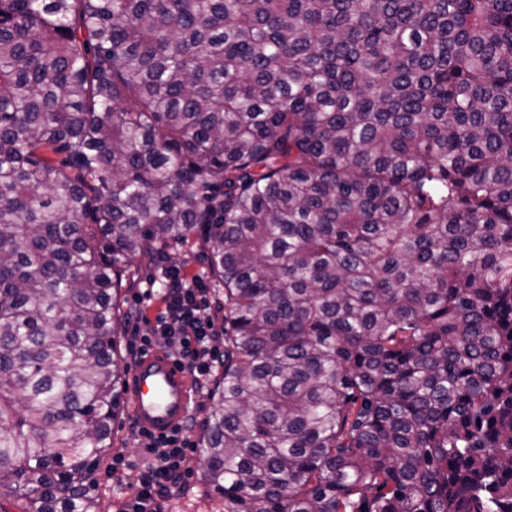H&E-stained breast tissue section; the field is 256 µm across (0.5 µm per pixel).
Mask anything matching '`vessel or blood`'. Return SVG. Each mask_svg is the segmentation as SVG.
Wrapping results in <instances>:
<instances>
[{
  "mask_svg": "<svg viewBox=\"0 0 512 512\" xmlns=\"http://www.w3.org/2000/svg\"><path fill=\"white\" fill-rule=\"evenodd\" d=\"M124 392L132 425L152 436L183 426L196 398L188 369L161 348L133 362Z\"/></svg>",
  "mask_w": 512,
  "mask_h": 512,
  "instance_id": "b4317fda",
  "label": "vessel or blood"
}]
</instances>
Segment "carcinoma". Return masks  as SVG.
I'll return each mask as SVG.
<instances>
[{"label":"carcinoma","instance_id":"obj_1","mask_svg":"<svg viewBox=\"0 0 512 512\" xmlns=\"http://www.w3.org/2000/svg\"><path fill=\"white\" fill-rule=\"evenodd\" d=\"M192 238L224 512H512V0H0L21 512H97L122 290Z\"/></svg>","mask_w":512,"mask_h":512}]
</instances>
